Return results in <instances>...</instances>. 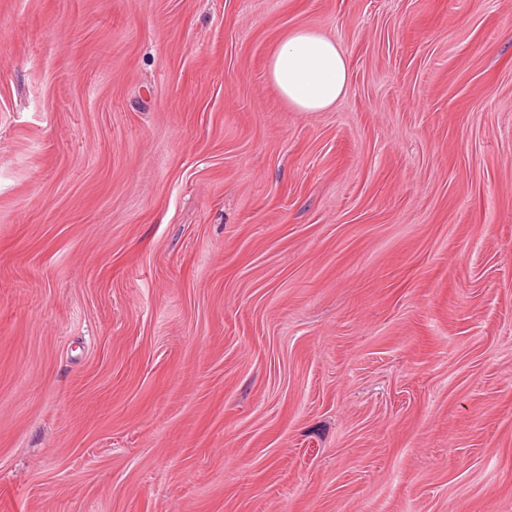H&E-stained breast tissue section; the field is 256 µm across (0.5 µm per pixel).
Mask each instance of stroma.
Here are the masks:
<instances>
[{"label":"stroma","instance_id":"35a3bbf8","mask_svg":"<svg viewBox=\"0 0 512 512\" xmlns=\"http://www.w3.org/2000/svg\"><path fill=\"white\" fill-rule=\"evenodd\" d=\"M0 512H512V0H0ZM272 89L299 112L330 109L348 92L351 68L345 52L310 28L288 32L268 61Z\"/></svg>","mask_w":512,"mask_h":512}]
</instances>
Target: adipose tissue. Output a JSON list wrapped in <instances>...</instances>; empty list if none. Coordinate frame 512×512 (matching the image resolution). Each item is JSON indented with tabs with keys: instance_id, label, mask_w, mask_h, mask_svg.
Wrapping results in <instances>:
<instances>
[{
	"instance_id": "adipose-tissue-1",
	"label": "adipose tissue",
	"mask_w": 512,
	"mask_h": 512,
	"mask_svg": "<svg viewBox=\"0 0 512 512\" xmlns=\"http://www.w3.org/2000/svg\"><path fill=\"white\" fill-rule=\"evenodd\" d=\"M272 89L299 112L330 109L348 92L351 68L345 52L310 28L288 32L268 61Z\"/></svg>"
}]
</instances>
